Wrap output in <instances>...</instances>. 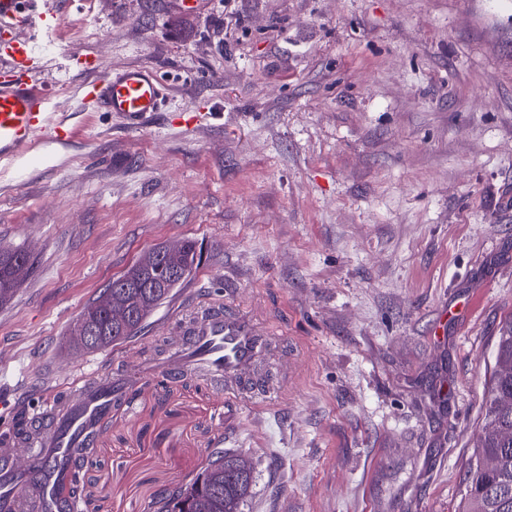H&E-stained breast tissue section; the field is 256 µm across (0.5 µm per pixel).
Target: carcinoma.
<instances>
[{
	"instance_id": "1",
	"label": "carcinoma",
	"mask_w": 512,
	"mask_h": 512,
	"mask_svg": "<svg viewBox=\"0 0 512 512\" xmlns=\"http://www.w3.org/2000/svg\"><path fill=\"white\" fill-rule=\"evenodd\" d=\"M141 256L112 280L104 294L128 303L136 316L115 323L96 300L81 316L98 328L99 336L80 349L97 351L135 336L150 314L197 269L196 241L183 239L175 255L147 263ZM33 260L22 247L0 246V305L8 303L32 270ZM488 398L481 420V441L470 458L458 512H512V315L500 326L492 353ZM228 453L212 460L201 475L164 497L159 512H241L252 485Z\"/></svg>"
}]
</instances>
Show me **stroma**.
<instances>
[{
	"mask_svg": "<svg viewBox=\"0 0 512 512\" xmlns=\"http://www.w3.org/2000/svg\"><path fill=\"white\" fill-rule=\"evenodd\" d=\"M50 110L78 132L0 167V244L34 259L0 306V430L175 341L194 303L273 336L272 401L147 380L84 462V512H158L212 453L243 512H455L512 314V0H59ZM169 88L129 128L79 88ZM198 269L123 344L69 330L152 247Z\"/></svg>",
	"mask_w": 512,
	"mask_h": 512,
	"instance_id": "obj_1",
	"label": "stroma"
}]
</instances>
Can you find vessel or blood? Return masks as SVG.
<instances>
[{
	"instance_id": "vessel-or-blood-1",
	"label": "vessel or blood",
	"mask_w": 512,
	"mask_h": 512,
	"mask_svg": "<svg viewBox=\"0 0 512 512\" xmlns=\"http://www.w3.org/2000/svg\"><path fill=\"white\" fill-rule=\"evenodd\" d=\"M56 19L54 0H0V27L30 32V39L5 47L0 64V164L13 165L40 139L63 143L75 128L52 122L42 84L29 73L40 46L32 34L50 29ZM84 103L96 112L121 115L140 127L163 110L165 87L151 71L128 66L107 71L83 89ZM181 338L164 352L116 372L72 387L71 398L46 405L33 414L21 433L0 436V512H81L80 464L97 446L101 423L114 408L131 409L132 392L155 376L177 384L198 378L214 389L240 398L269 397L280 386L259 367L271 339L247 316L223 303L197 308L181 322ZM28 450L18 462L16 445Z\"/></svg>"
}]
</instances>
